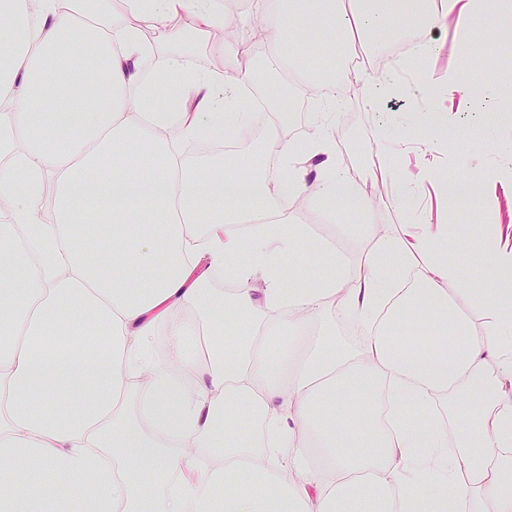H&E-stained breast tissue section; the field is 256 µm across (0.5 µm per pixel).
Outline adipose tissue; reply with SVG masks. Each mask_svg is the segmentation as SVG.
Segmentation results:
<instances>
[{"mask_svg":"<svg viewBox=\"0 0 512 512\" xmlns=\"http://www.w3.org/2000/svg\"><path fill=\"white\" fill-rule=\"evenodd\" d=\"M288 8L347 58L392 19L453 21L468 72L477 33L497 32L473 23L488 0ZM223 23L211 0H112L108 19L88 0H0V512H512V247L465 242L467 270L447 225L364 224L358 259L316 245L319 272L288 287L309 253L304 230L279 231L289 201L361 210L387 183L403 211L419 182L387 150L340 169L331 90L306 143L289 139L269 98L245 96L241 43L219 45L223 70L189 71L185 34ZM256 27L275 71L310 80L297 27ZM468 72L420 83L455 93ZM260 129L276 184L187 162L186 143ZM234 184L250 194L228 207ZM102 192L112 205L89 207ZM259 202L274 223H250ZM220 268L232 286L209 291ZM326 314L357 338L337 342ZM243 418L253 441L232 432Z\"/></svg>","mask_w":512,"mask_h":512,"instance_id":"ef3b65f1","label":"adipose tissue"}]
</instances>
